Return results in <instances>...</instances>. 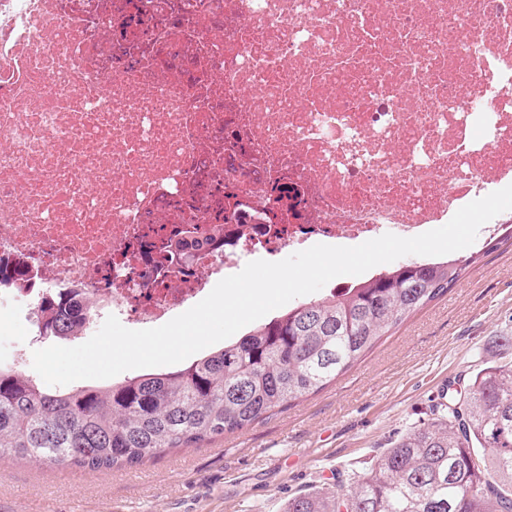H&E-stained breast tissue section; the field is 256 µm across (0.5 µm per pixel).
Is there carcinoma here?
I'll use <instances>...</instances> for the list:
<instances>
[{"label": "carcinoma", "mask_w": 512, "mask_h": 512, "mask_svg": "<svg viewBox=\"0 0 512 512\" xmlns=\"http://www.w3.org/2000/svg\"><path fill=\"white\" fill-rule=\"evenodd\" d=\"M473 255L418 260L307 299L173 369L51 389L0 369V460L133 467L198 448L324 389L410 314L448 292ZM57 305L44 336L85 320ZM283 512H512V365L490 364L447 412L384 449L350 487L314 488Z\"/></svg>", "instance_id": "obj_1"}]
</instances>
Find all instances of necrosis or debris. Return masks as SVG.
Returning <instances> with one entry per match:
<instances>
[{"label": "necrosis or debris", "instance_id": "obj_1", "mask_svg": "<svg viewBox=\"0 0 512 512\" xmlns=\"http://www.w3.org/2000/svg\"><path fill=\"white\" fill-rule=\"evenodd\" d=\"M512 185V0H0V308L167 323Z\"/></svg>", "mask_w": 512, "mask_h": 512}]
</instances>
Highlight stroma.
I'll use <instances>...</instances> for the list:
<instances>
[{"instance_id":"obj_1","label":"stroma","mask_w":512,"mask_h":512,"mask_svg":"<svg viewBox=\"0 0 512 512\" xmlns=\"http://www.w3.org/2000/svg\"><path fill=\"white\" fill-rule=\"evenodd\" d=\"M440 299L407 317L322 391L198 448L126 470L0 461V512H281L335 488L443 411L487 362L512 363V243L488 248ZM28 326L0 308V360L31 356Z\"/></svg>"}]
</instances>
